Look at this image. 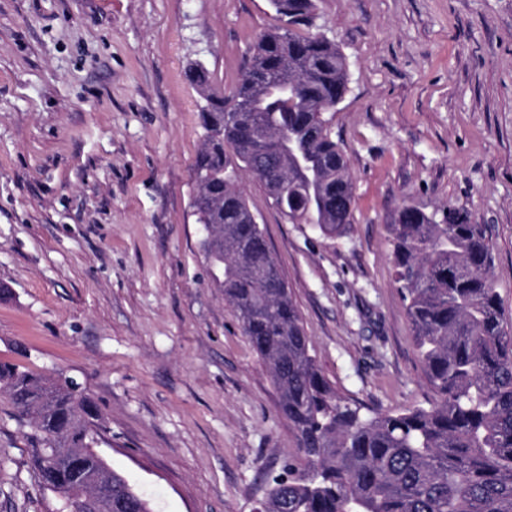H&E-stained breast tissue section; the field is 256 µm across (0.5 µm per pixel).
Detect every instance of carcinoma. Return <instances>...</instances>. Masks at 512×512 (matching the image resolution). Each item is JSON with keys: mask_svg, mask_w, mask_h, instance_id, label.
Returning <instances> with one entry per match:
<instances>
[{"mask_svg": "<svg viewBox=\"0 0 512 512\" xmlns=\"http://www.w3.org/2000/svg\"><path fill=\"white\" fill-rule=\"evenodd\" d=\"M270 4L285 24L261 35L231 95L204 64L187 66L202 99L193 197L202 247L296 436V459L273 478L260 512H512V317L494 287L489 225L450 205H406L389 224L427 405L364 412L317 364L243 178L259 180L290 223L341 235L355 183L326 114L349 75L339 46L311 32L317 0ZM0 390L30 420L29 465L42 486L68 494L76 483L62 465L73 458L90 475L104 470L94 451L99 416L73 382L0 361ZM111 475L112 497L85 495L62 512H150L124 476Z\"/></svg>", "mask_w": 512, "mask_h": 512, "instance_id": "cac0c4a2", "label": "carcinoma"}]
</instances>
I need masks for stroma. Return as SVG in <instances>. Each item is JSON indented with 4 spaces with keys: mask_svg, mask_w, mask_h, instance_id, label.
Returning a JSON list of instances; mask_svg holds the SVG:
<instances>
[{
    "mask_svg": "<svg viewBox=\"0 0 512 512\" xmlns=\"http://www.w3.org/2000/svg\"><path fill=\"white\" fill-rule=\"evenodd\" d=\"M269 0H0V360L73 379L97 450L152 512H255L296 437L223 289L191 206L203 130L185 75L239 80ZM346 57L329 112L355 182L327 239L255 178L251 210L324 376L375 412L429 391L394 281L405 205H450L496 233L512 316V0H319ZM0 395V512H57Z\"/></svg>",
    "mask_w": 512,
    "mask_h": 512,
    "instance_id": "1",
    "label": "stroma"
}]
</instances>
